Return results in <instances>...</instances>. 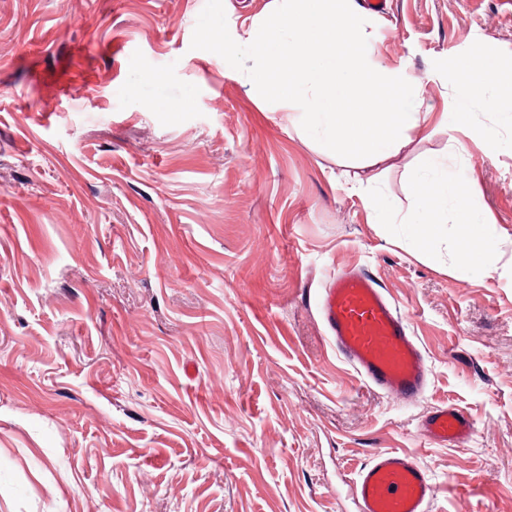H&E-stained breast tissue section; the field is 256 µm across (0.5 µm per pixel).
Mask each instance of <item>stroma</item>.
Segmentation results:
<instances>
[{
	"mask_svg": "<svg viewBox=\"0 0 512 512\" xmlns=\"http://www.w3.org/2000/svg\"><path fill=\"white\" fill-rule=\"evenodd\" d=\"M206 0H0V512H355L378 448L438 488L430 512H512V0H387L367 28L431 120L359 169L191 47ZM466 171L496 225L491 275L453 268L458 226L415 243L425 157ZM385 196L376 223L359 179ZM345 270L396 303L430 370L405 403L364 384L318 301ZM473 433L422 436L435 408ZM456 79V112L442 113V120L452 128L463 122L468 114L466 111L472 100L486 87L497 85L498 96L502 99H512V82L498 80L493 64L483 61L476 64L473 59L467 58L455 65Z\"/></svg>",
	"mask_w": 512,
	"mask_h": 512,
	"instance_id": "stroma-1",
	"label": "stroma"
}]
</instances>
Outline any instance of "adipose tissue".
Returning a JSON list of instances; mask_svg holds the SVG:
<instances>
[{"mask_svg":"<svg viewBox=\"0 0 512 512\" xmlns=\"http://www.w3.org/2000/svg\"><path fill=\"white\" fill-rule=\"evenodd\" d=\"M456 79V110L443 113L449 125L462 123L472 100L486 87L496 86L498 96L512 99V82L499 81L490 62L475 63L465 59L454 68ZM421 184L415 189V206L409 221L414 226V237L423 243L436 238L441 231L442 205L453 202L455 221L459 233L466 241L465 247L456 249L455 270L460 276L479 271L490 273L491 258L497 248V231L494 225L478 221L472 205L473 194L464 184L463 173L449 172L435 157L425 158L421 164Z\"/></svg>","mask_w":512,"mask_h":512,"instance_id":"ef3b65f1","label":"adipose tissue"}]
</instances>
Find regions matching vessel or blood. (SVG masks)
<instances>
[{"label":"vessel or blood","instance_id":"1","mask_svg":"<svg viewBox=\"0 0 512 512\" xmlns=\"http://www.w3.org/2000/svg\"><path fill=\"white\" fill-rule=\"evenodd\" d=\"M319 313L337 352L371 387L405 402L421 398L429 370L408 324L383 288L369 276L344 273L320 294ZM465 413L441 406L422 432L438 443L468 437ZM436 487L426 470L405 453L373 451L351 480L357 512H428Z\"/></svg>","mask_w":512,"mask_h":512}]
</instances>
